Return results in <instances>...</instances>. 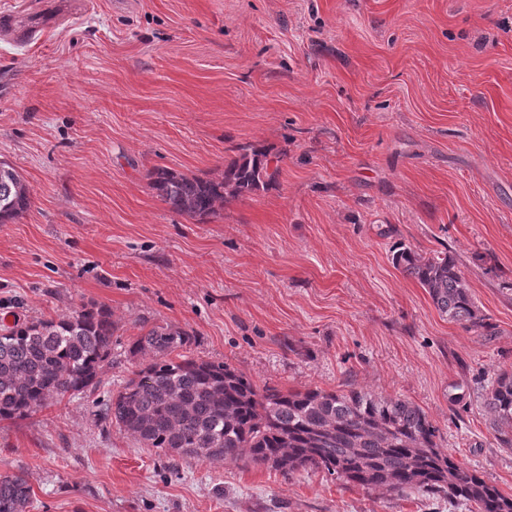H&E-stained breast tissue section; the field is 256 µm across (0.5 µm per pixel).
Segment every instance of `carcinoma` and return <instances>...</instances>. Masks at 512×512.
<instances>
[{"label":"carcinoma","mask_w":512,"mask_h":512,"mask_svg":"<svg viewBox=\"0 0 512 512\" xmlns=\"http://www.w3.org/2000/svg\"><path fill=\"white\" fill-rule=\"evenodd\" d=\"M279 174L269 149L247 144L218 179L157 168L151 186L171 211L204 219L232 199L273 187ZM30 207L24 179L0 161V224ZM391 261L449 320L480 336L493 335L494 325L480 313L448 253L426 256L400 244ZM115 331L112 310L100 304L4 327L0 421L26 417L60 396L75 398L96 387L99 371L110 361ZM140 331L129 353L146 363L112 396L104 417L144 448L197 460L244 456L288 475L321 468L366 489L442 492L477 512H512V496L440 448L426 414L404 398L317 387L260 388L224 362L180 353L193 342L184 329L166 324ZM483 399L498 447L512 450V371L497 373ZM32 507L24 474L0 476V512Z\"/></svg>","instance_id":"carcinoma-1"}]
</instances>
